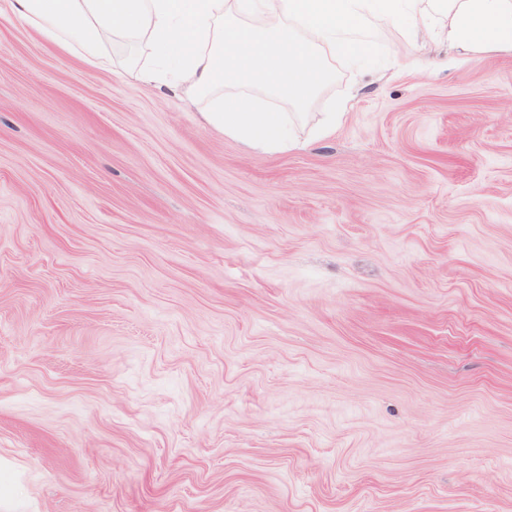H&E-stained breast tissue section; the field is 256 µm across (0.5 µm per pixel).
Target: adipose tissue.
Instances as JSON below:
<instances>
[{
    "label": "adipose tissue",
    "mask_w": 512,
    "mask_h": 512,
    "mask_svg": "<svg viewBox=\"0 0 512 512\" xmlns=\"http://www.w3.org/2000/svg\"><path fill=\"white\" fill-rule=\"evenodd\" d=\"M13 16L91 66L114 45L123 70L204 104L225 136L271 152L295 146L284 101L303 107L328 80L325 54L356 63L391 27L434 32L467 54H512V0H10Z\"/></svg>",
    "instance_id": "1"
}]
</instances>
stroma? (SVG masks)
I'll return each mask as SVG.
<instances>
[{
    "label": "stroma",
    "instance_id": "obj_1",
    "mask_svg": "<svg viewBox=\"0 0 512 512\" xmlns=\"http://www.w3.org/2000/svg\"><path fill=\"white\" fill-rule=\"evenodd\" d=\"M369 56L270 154L0 0V512H512V55Z\"/></svg>",
    "mask_w": 512,
    "mask_h": 512
}]
</instances>
